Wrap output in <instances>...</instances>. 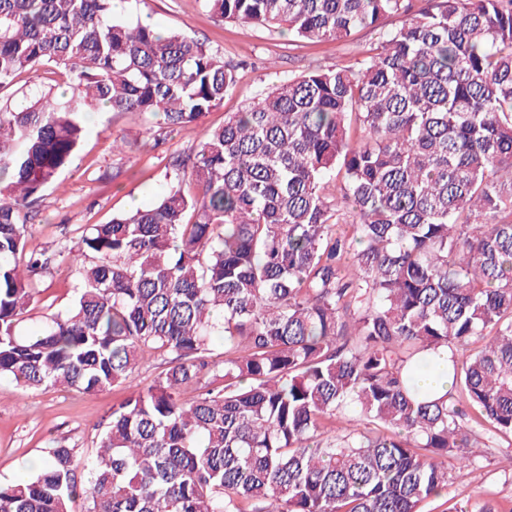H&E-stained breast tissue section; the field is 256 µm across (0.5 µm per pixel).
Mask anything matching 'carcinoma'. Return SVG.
I'll use <instances>...</instances> for the list:
<instances>
[{"instance_id":"1","label":"carcinoma","mask_w":512,"mask_h":512,"mask_svg":"<svg viewBox=\"0 0 512 512\" xmlns=\"http://www.w3.org/2000/svg\"><path fill=\"white\" fill-rule=\"evenodd\" d=\"M204 2L319 42L405 20L229 114L152 205L22 262L87 113L193 123L240 65L112 0H0V377L90 393L162 365L112 406L86 480L52 445L0 512H422L448 459L477 458L460 395L512 436V0ZM41 68L55 84L4 96ZM56 260L77 297L21 336ZM439 351L449 387L422 398Z\"/></svg>"}]
</instances>
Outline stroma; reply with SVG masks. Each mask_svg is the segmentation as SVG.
I'll use <instances>...</instances> for the list:
<instances>
[{"label":"stroma","mask_w":512,"mask_h":512,"mask_svg":"<svg viewBox=\"0 0 512 512\" xmlns=\"http://www.w3.org/2000/svg\"><path fill=\"white\" fill-rule=\"evenodd\" d=\"M117 13L193 37L245 70L223 107L160 139L139 113H96L72 164L44 190L28 225L27 251L54 252L90 225L106 223L133 204L152 205L169 182V159L196 150L211 128L223 124L226 113L310 66L351 65L379 39L378 32L363 29L349 42L291 40L275 29L219 20L203 0H122ZM116 140L124 141L123 151H113ZM36 286L35 300L18 327L23 335L37 332L47 314L72 302L78 274L68 264H55ZM129 393L126 387L91 393L61 387L26 391L0 378V482L30 474L33 462L56 443L75 448L77 462H85L96 451L99 424ZM477 435L481 457L467 468L449 462L448 494L429 502L425 512H448L450 502L458 500H490L499 512H512V439L482 429Z\"/></svg>","instance_id":"obj_1"}]
</instances>
